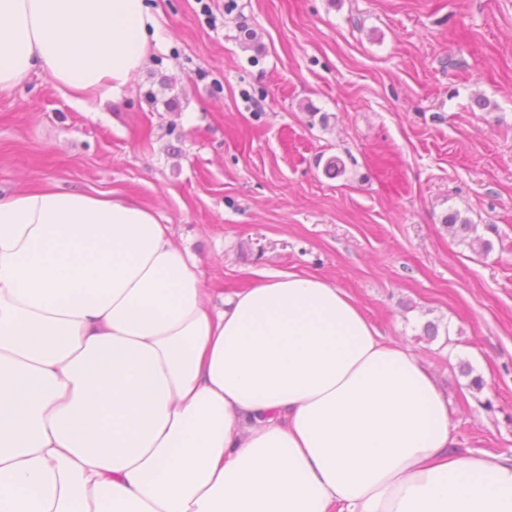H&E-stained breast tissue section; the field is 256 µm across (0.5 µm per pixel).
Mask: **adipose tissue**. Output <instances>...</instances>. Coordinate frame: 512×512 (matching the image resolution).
Masks as SVG:
<instances>
[{"label":"adipose tissue","instance_id":"adipose-tissue-1","mask_svg":"<svg viewBox=\"0 0 512 512\" xmlns=\"http://www.w3.org/2000/svg\"><path fill=\"white\" fill-rule=\"evenodd\" d=\"M145 0H0V91L119 99ZM409 348L324 280L213 310L132 201L0 195V512H512V455L454 452Z\"/></svg>","mask_w":512,"mask_h":512}]
</instances>
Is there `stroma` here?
Listing matches in <instances>:
<instances>
[{
  "label": "stroma",
  "instance_id": "obj_1",
  "mask_svg": "<svg viewBox=\"0 0 512 512\" xmlns=\"http://www.w3.org/2000/svg\"><path fill=\"white\" fill-rule=\"evenodd\" d=\"M147 2L122 100L76 106L41 71L0 92V192L152 209L216 305L324 279L422 358L459 451L511 455L512 0Z\"/></svg>",
  "mask_w": 512,
  "mask_h": 512
}]
</instances>
